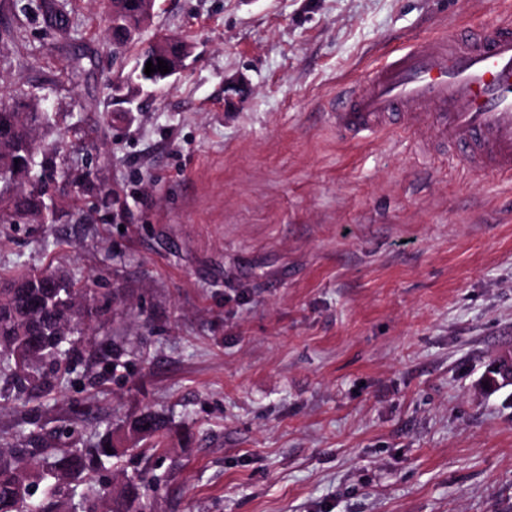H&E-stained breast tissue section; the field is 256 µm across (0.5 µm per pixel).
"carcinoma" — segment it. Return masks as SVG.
I'll return each instance as SVG.
<instances>
[{"label": "carcinoma", "instance_id": "obj_1", "mask_svg": "<svg viewBox=\"0 0 512 512\" xmlns=\"http://www.w3.org/2000/svg\"><path fill=\"white\" fill-rule=\"evenodd\" d=\"M151 0H110L112 36L127 44L153 16ZM169 84L156 75L151 86L142 84L136 69L121 79L118 89L127 90L129 101ZM65 133L55 127L48 112L38 110L26 93L0 101V224L26 219L46 222L53 214L45 185L49 174L40 156L58 152ZM93 295L88 288L75 287L67 271H23L0 283V377L12 380L15 400L31 403L48 387L42 363L69 367L81 338L93 322ZM167 423L156 412L146 411L114 436L107 426L99 441L87 448H63L47 469L38 471L36 448L0 436V512H77L94 506L112 512H152V500L160 479L143 469L124 477L119 488L109 483H91L82 500L74 502L65 493L68 485L93 480L105 465L115 466L140 454L139 444L152 440L164 443ZM111 451H106V448Z\"/></svg>", "mask_w": 512, "mask_h": 512}]
</instances>
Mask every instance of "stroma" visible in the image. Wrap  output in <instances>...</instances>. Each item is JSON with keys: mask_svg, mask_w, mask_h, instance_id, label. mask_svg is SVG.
<instances>
[{"mask_svg": "<svg viewBox=\"0 0 512 512\" xmlns=\"http://www.w3.org/2000/svg\"><path fill=\"white\" fill-rule=\"evenodd\" d=\"M106 10L0 0V97L69 137L47 158L63 205L0 224V275L67 269L108 304L48 396L22 410L0 380V434L84 446L158 411L167 450L136 462L164 477L156 512H512V385L489 382L512 354V181L326 117L398 47L512 0H156L122 48ZM165 36L193 63L123 111L113 82Z\"/></svg>", "mask_w": 512, "mask_h": 512, "instance_id": "1", "label": "stroma"}]
</instances>
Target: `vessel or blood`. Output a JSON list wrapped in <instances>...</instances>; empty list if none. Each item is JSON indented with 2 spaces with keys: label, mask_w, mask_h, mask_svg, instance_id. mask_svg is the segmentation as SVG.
I'll return each mask as SVG.
<instances>
[{
  "label": "vessel or blood",
  "mask_w": 512,
  "mask_h": 512,
  "mask_svg": "<svg viewBox=\"0 0 512 512\" xmlns=\"http://www.w3.org/2000/svg\"><path fill=\"white\" fill-rule=\"evenodd\" d=\"M338 133L430 136L469 171L512 175V25H457L376 67L332 107Z\"/></svg>",
  "instance_id": "b4317fda"
}]
</instances>
